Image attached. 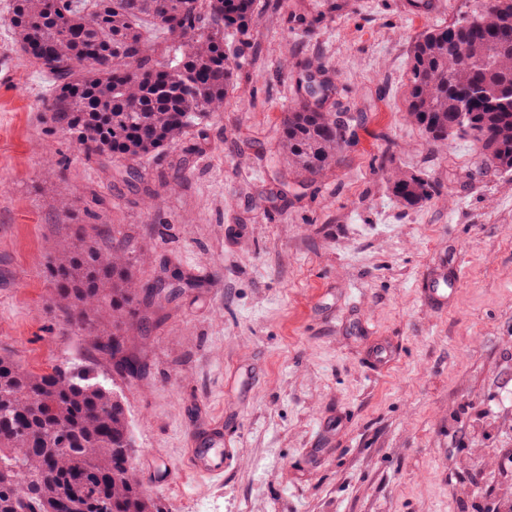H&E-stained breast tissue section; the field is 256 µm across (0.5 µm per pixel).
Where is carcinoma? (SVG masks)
Returning a JSON list of instances; mask_svg holds the SVG:
<instances>
[{
	"label": "carcinoma",
	"mask_w": 512,
	"mask_h": 512,
	"mask_svg": "<svg viewBox=\"0 0 512 512\" xmlns=\"http://www.w3.org/2000/svg\"><path fill=\"white\" fill-rule=\"evenodd\" d=\"M258 19L257 0H14L11 25L20 50L55 81L57 125L89 156L133 162L221 116L235 87L224 35L246 36ZM146 21L180 55L145 38ZM405 103L430 142L468 137L482 159L512 172V0H475L468 17L418 35ZM282 127L288 175L313 183L335 170L349 136L333 113L301 96ZM386 174L405 208L437 194L420 174L389 164ZM75 234L81 245L62 248L48 268L56 304L85 341L99 340L93 321L111 317L102 350L112 376L138 379L144 368L122 325L148 331L161 289L139 285L120 245L102 249L83 224ZM134 448L128 410L105 375L78 365L34 373L0 355V512H160L127 464Z\"/></svg>",
	"instance_id": "carcinoma-1"
}]
</instances>
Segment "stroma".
<instances>
[{"label":"stroma","mask_w":512,"mask_h":512,"mask_svg":"<svg viewBox=\"0 0 512 512\" xmlns=\"http://www.w3.org/2000/svg\"><path fill=\"white\" fill-rule=\"evenodd\" d=\"M410 17L402 0H260L255 44L229 34L237 85L224 113L135 162L148 194L87 158L51 112L50 82L0 0V354L31 369L111 373L99 345L60 316L46 268L74 228L120 239L138 280L172 266L205 279L152 308L127 343L145 368L118 393L131 416L134 469L162 512H475L480 460L498 489L512 452V175L470 172L472 141L428 143L405 117L407 52L469 14L446 0ZM308 62L357 135L328 178L270 197L283 169L280 124ZM190 169L169 188L185 150ZM420 171L437 197L408 210L383 163ZM70 209H63L65 201ZM462 268L443 309L420 288ZM398 355L373 366L374 337ZM220 421L237 448L223 481L188 467L193 429Z\"/></svg>","instance_id":"obj_1"}]
</instances>
